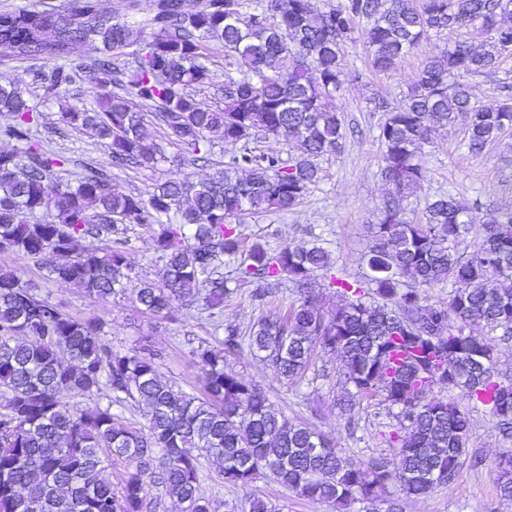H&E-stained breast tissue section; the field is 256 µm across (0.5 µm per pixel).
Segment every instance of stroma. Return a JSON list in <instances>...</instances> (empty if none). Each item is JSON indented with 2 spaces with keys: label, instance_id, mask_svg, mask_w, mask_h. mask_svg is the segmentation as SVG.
<instances>
[{
  "label": "stroma",
  "instance_id": "35a3bbf8",
  "mask_svg": "<svg viewBox=\"0 0 512 512\" xmlns=\"http://www.w3.org/2000/svg\"><path fill=\"white\" fill-rule=\"evenodd\" d=\"M445 39L430 36L401 59L395 72L383 75L373 70L362 43L344 49L348 81L340 97L345 124L351 133L338 155L323 161V176L311 187L294 210L265 216L242 218L246 241L261 240L270 246L301 247L320 240L328 250L336 269L358 276L366 270L365 255L371 243L370 224L376 223L378 210L392 187L380 174V145L376 135L384 119L374 108L375 100L398 107L408 84L422 61L438 54ZM58 107L46 102L39 120V134L68 160V172H76L81 162L108 161L106 148L78 132L57 131ZM463 122L448 127L424 147L428 178L409 193L406 212L410 220L424 217L428 199L449 195L462 205L473 200L497 204L512 196V131L505 132L485 149L471 156L465 145ZM154 230L148 226H130L125 234L128 260L138 279L152 280L157 265L153 250ZM59 261L49 252L33 259L18 252L0 253V266L19 271L35 283L40 295L60 303L63 310L80 319L105 322L106 339L113 350L125 352L149 344L162 354L160 373L165 381L190 394H201L199 370L191 349L198 342L215 341L216 320L236 322L241 330L266 315L285 313L295 302L292 289H281L264 307L252 304L248 288H240L226 301L219 317L205 311H191L182 322H169L141 313L131 297L103 304L88 297L72 283L56 281L50 268ZM341 365L338 353H319L305 379L290 383L280 378L265 362L242 352L228 357L224 367L245 380L257 383L270 403L285 417L303 422L324 432L347 455L360 460L393 457L394 450L381 435L382 426L397 427L380 397L362 400L353 416L342 415L339 401L344 394L336 372ZM472 427L461 467L455 481L439 486L427 495L402 498L392 491L389 502L401 503L403 512H512V500L501 498L495 482V469L502 456L512 454V436L496 430L490 417L472 411ZM201 484L216 512H242L247 497L258 496L276 506L278 512H336L333 503L298 497L272 478L257 479L250 488L237 487L211 461H203ZM389 502H357L351 512H386Z\"/></svg>",
  "mask_w": 512,
  "mask_h": 512
}]
</instances>
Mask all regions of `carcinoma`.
Returning <instances> with one entry per match:
<instances>
[{
    "instance_id": "obj_1",
    "label": "carcinoma",
    "mask_w": 512,
    "mask_h": 512,
    "mask_svg": "<svg viewBox=\"0 0 512 512\" xmlns=\"http://www.w3.org/2000/svg\"><path fill=\"white\" fill-rule=\"evenodd\" d=\"M128 9L133 14L119 16L100 0H66L61 8L0 10V46L10 60L42 62L31 68L41 96L0 85V112L13 114L0 138L15 143L0 151V251L56 253L63 262L50 277L108 302L133 279L123 231L151 225L158 281L135 289L143 312L175 320L184 308L219 310L234 294L231 282L251 287L258 307L290 282L299 302L258 320L247 337L227 322L219 346L200 342L192 350L205 391L199 397L161 380L150 346L112 351L101 321L73 318L0 268V512H146L143 474L155 461L184 512H211L202 456L238 487L269 473L300 497L342 509L380 501L391 485L418 497L454 481L470 417L434 388L459 390L500 432L512 433V379L498 370L485 335L512 339V199L485 215L468 255L458 243L484 203L466 209L437 196L415 223L404 200L427 180L424 145L459 117L473 156L512 129V83L498 86L492 108L477 105L465 82L512 54V0H337L320 13L312 0H197L193 10L184 0H152L143 14L135 3ZM469 26L486 37L479 50L456 38ZM357 32L382 74L431 32L446 35L448 46L422 62L403 104L379 127L381 174L393 192L373 225L367 271L330 276L342 303L326 311L311 279L331 269L328 251L316 243L247 247L238 220L294 209L321 180V161L340 152L343 49ZM214 40L235 58L224 71L222 103L203 108L196 91L212 83ZM80 81L90 101L61 105V129L101 140L109 166L86 163L64 182L56 171L66 159L35 140L33 129L43 102ZM147 115L178 147L173 165L208 162L215 136L224 162L205 180L175 177L146 197L124 190L114 172L159 162L146 144ZM260 135L286 148L263 149ZM85 237L106 246L75 251ZM231 262L226 278L220 268ZM445 283L454 286L448 302H430L429 289ZM245 346L291 383L305 377L317 350L339 352L345 411L378 394L397 410L399 427L388 437L395 457L355 460L323 433L289 421L259 385L224 370ZM67 396L86 404L69 406ZM129 401L147 408V431L112 413ZM111 456L135 464L118 492L107 476ZM496 484L512 500V457L499 463Z\"/></svg>"
}]
</instances>
